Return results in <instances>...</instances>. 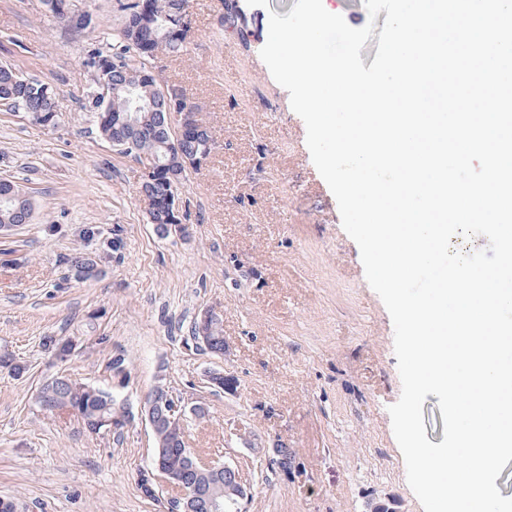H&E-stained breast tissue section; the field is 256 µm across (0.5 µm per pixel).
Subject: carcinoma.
<instances>
[{
    "label": "carcinoma",
    "instance_id": "obj_1",
    "mask_svg": "<svg viewBox=\"0 0 512 512\" xmlns=\"http://www.w3.org/2000/svg\"><path fill=\"white\" fill-rule=\"evenodd\" d=\"M148 15L137 16L133 10L138 4L132 2L125 7L123 26L115 34L112 52H98V56L112 60V100L106 111L101 113L104 122L97 123L100 137H122L124 130L112 124V119L127 116L141 120L149 115L146 122L148 132L139 139L136 149L129 156L140 160L147 155L166 166L170 162V144L178 142V149L186 159L207 153L214 146V138L208 127L198 118V109H189L186 130L180 140H175L170 123L166 122L167 106L160 94L149 88L145 75L150 73L156 57L153 48L162 54H179L188 50L189 41L180 33L184 7L188 0H141ZM13 100L27 103L33 114L55 113L51 88L38 80L25 85L15 81L13 70L0 68V101ZM153 197L163 200L175 191L173 183L159 175L149 183ZM33 210L30 196L20 185L0 178V225L22 224L27 213ZM50 379L41 388L50 391L52 405L60 411H74L84 430L90 435L112 432L108 420L115 415L112 408V392L85 383L73 386L52 387ZM156 446L168 449L165 463L171 468L181 464L178 443L167 429L162 428L155 435Z\"/></svg>",
    "mask_w": 512,
    "mask_h": 512
}]
</instances>
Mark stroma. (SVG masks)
Returning a JSON list of instances; mask_svg holds the SVG:
<instances>
[{
	"label": "stroma",
	"mask_w": 512,
	"mask_h": 512,
	"mask_svg": "<svg viewBox=\"0 0 512 512\" xmlns=\"http://www.w3.org/2000/svg\"><path fill=\"white\" fill-rule=\"evenodd\" d=\"M127 0H83L94 25L61 29L43 0H0V64L47 83L55 125L0 109V176L35 199L32 223L0 252V353L28 371L0 370V497L23 512H161L137 471L155 440L134 420L121 436L86 433L76 417L36 402L63 373L112 386L139 409L164 382L203 416L188 415V447L238 465L251 486L247 512H365L368 501L424 512L388 413L402 384L391 317L371 288L356 242L317 171L306 126L260 57L269 15L296 0H247L248 36L225 33L220 0H192L194 36L161 81L186 87L216 145L179 187L190 234L159 236L138 193L141 166L113 150L86 110L94 90L83 61L112 43ZM99 225L122 247L98 276L70 280L65 258L85 250L78 232ZM217 316L226 350L193 340L203 311ZM74 340L52 362L43 337ZM215 373L234 376L227 393ZM291 452L288 470L270 459Z\"/></svg>",
	"instance_id": "1"
}]
</instances>
